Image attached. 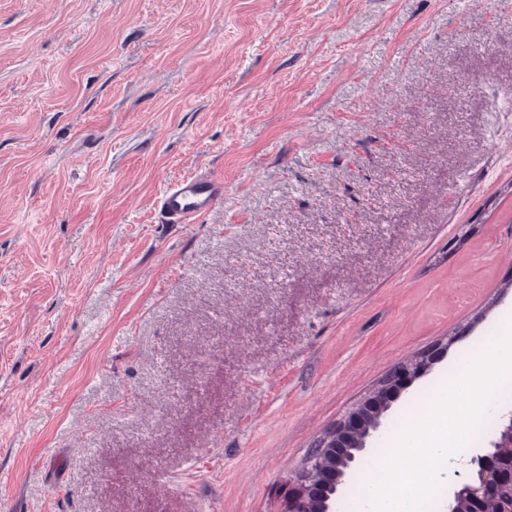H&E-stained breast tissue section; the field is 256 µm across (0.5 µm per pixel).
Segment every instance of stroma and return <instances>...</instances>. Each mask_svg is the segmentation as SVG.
<instances>
[{
    "mask_svg": "<svg viewBox=\"0 0 512 512\" xmlns=\"http://www.w3.org/2000/svg\"><path fill=\"white\" fill-rule=\"evenodd\" d=\"M511 278L512 0H0V512H281ZM224 195V180L200 174L167 186L158 197V206L168 224H190L205 215ZM458 336L439 339L394 366L313 444L305 466L290 479L284 512H334L346 478L370 449L368 443L399 391L447 354ZM343 448V451H341ZM314 472L312 480L306 477Z\"/></svg>",
    "mask_w": 512,
    "mask_h": 512,
    "instance_id": "obj_1",
    "label": "stroma"
}]
</instances>
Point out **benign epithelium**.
Wrapping results in <instances>:
<instances>
[{"mask_svg": "<svg viewBox=\"0 0 512 512\" xmlns=\"http://www.w3.org/2000/svg\"><path fill=\"white\" fill-rule=\"evenodd\" d=\"M457 340L442 338L394 366L327 429L305 466L289 479L284 512H335L336 496L398 392L437 364ZM448 512H512V414L502 419L488 446L475 450L466 474L455 473L448 486Z\"/></svg>", "mask_w": 512, "mask_h": 512, "instance_id": "benign-epithelium-1", "label": "benign epithelium"}]
</instances>
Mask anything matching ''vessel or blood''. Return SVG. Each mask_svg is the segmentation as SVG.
Returning <instances> with one entry per match:
<instances>
[{
  "label": "vessel or blood",
  "instance_id": "b4317fda",
  "mask_svg": "<svg viewBox=\"0 0 512 512\" xmlns=\"http://www.w3.org/2000/svg\"><path fill=\"white\" fill-rule=\"evenodd\" d=\"M224 182L212 174H200L167 186L158 206L169 224H189L205 215L223 196Z\"/></svg>",
  "mask_w": 512,
  "mask_h": 512
}]
</instances>
